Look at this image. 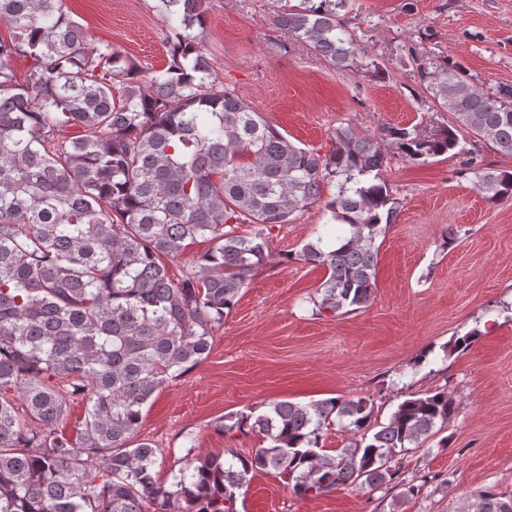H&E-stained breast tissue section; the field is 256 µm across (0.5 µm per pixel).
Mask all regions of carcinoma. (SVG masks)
I'll use <instances>...</instances> for the list:
<instances>
[{
    "mask_svg": "<svg viewBox=\"0 0 512 512\" xmlns=\"http://www.w3.org/2000/svg\"><path fill=\"white\" fill-rule=\"evenodd\" d=\"M274 3L275 25L328 64L381 74L343 20L351 0ZM156 8L169 19L170 59L142 80L111 44L87 43L65 0H0L12 30L0 38V512H239L260 471L300 499L395 483V457L456 415L448 388L406 395L384 423L368 397L228 415L217 430L254 435L258 448L200 457L189 436L171 490L156 479L158 448L136 434L162 385L209 356L215 327L266 262L272 230L297 214L318 206L341 227L332 244L320 236L299 254L325 269L312 315L367 307L376 240L399 208L381 179L388 150L420 165L462 154L471 134L511 156L512 87L484 91L462 63L414 51L420 86L456 123L377 135L340 126L321 155L214 89L202 0ZM67 126L82 134L59 137ZM463 164L489 201L512 199V171ZM198 241L208 247L174 280L165 260ZM74 401L85 413L69 436ZM335 422L353 438L331 452ZM504 502L512 494L489 488L465 512H502Z\"/></svg>",
    "mask_w": 512,
    "mask_h": 512,
    "instance_id": "obj_1",
    "label": "carcinoma"
}]
</instances>
